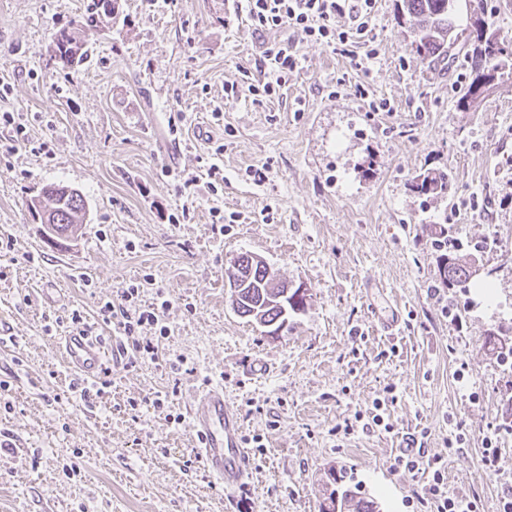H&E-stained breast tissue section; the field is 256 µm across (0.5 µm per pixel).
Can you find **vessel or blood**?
Wrapping results in <instances>:
<instances>
[{
    "mask_svg": "<svg viewBox=\"0 0 512 512\" xmlns=\"http://www.w3.org/2000/svg\"><path fill=\"white\" fill-rule=\"evenodd\" d=\"M58 347L68 369L84 381L96 380L105 368L107 353L92 331L73 329L60 336ZM191 430L198 438L196 452L208 475L227 486L244 476L245 450L236 414L224 401V389L200 392L189 411Z\"/></svg>",
    "mask_w": 512,
    "mask_h": 512,
    "instance_id": "b4317fda",
    "label": "vessel or blood"
}]
</instances>
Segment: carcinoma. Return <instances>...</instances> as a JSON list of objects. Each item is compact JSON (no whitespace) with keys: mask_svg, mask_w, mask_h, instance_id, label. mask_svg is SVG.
I'll list each match as a JSON object with an SVG mask.
<instances>
[{"mask_svg":"<svg viewBox=\"0 0 512 512\" xmlns=\"http://www.w3.org/2000/svg\"><path fill=\"white\" fill-rule=\"evenodd\" d=\"M454 0H400V17L409 20L415 34L416 52L428 65L448 63V59L463 57L470 82L461 95L459 106L468 109L474 105L473 90L485 80H497L504 76L502 62L512 58V45L498 40L486 20L473 15L460 21L453 9ZM117 0H93L92 11L87 21L108 23L116 19ZM53 52L65 66L82 62L88 53L80 29L62 27L53 34ZM449 175L444 172H429L418 176L417 189L424 194L443 193L448 190ZM40 203L45 209L46 223L58 225L64 232L70 224L83 223L87 202L82 193H74L62 184H49L42 188ZM439 248L448 247L449 254L442 260L443 281L448 286H465L476 275L477 269L471 260L458 254L459 246L446 240L436 241ZM241 276L248 282L240 291L237 312L252 323L261 319L277 326L284 324L288 312L294 310L292 297L276 299L268 288L270 277L266 265L255 263L242 267ZM334 489L329 499L334 512H380V503L374 498L360 495L345 485L344 472L331 473Z\"/></svg>","mask_w":512,"mask_h":512,"instance_id":"1","label":"carcinoma"}]
</instances>
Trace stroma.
Here are the masks:
<instances>
[{
  "mask_svg": "<svg viewBox=\"0 0 512 512\" xmlns=\"http://www.w3.org/2000/svg\"><path fill=\"white\" fill-rule=\"evenodd\" d=\"M91 2L0 0V84L29 137L0 154V319L15 338L0 350V512H320L333 468L382 512H424L427 475L393 469L424 427L449 492L496 512L512 488V360L489 349L512 339V71L458 109L463 62L428 66L396 0H376L368 67L295 29L300 66L281 97L228 99L225 84L266 68L268 37L236 0H118L106 27L87 25ZM454 5L462 18L483 8L512 43V0ZM71 24L88 56L69 69L51 41ZM427 170L450 174L447 192L417 190ZM52 183L87 201L59 246L29 209ZM441 230L478 265L466 287L440 278ZM243 253L307 289L280 336L232 307ZM133 286V306L166 303L170 332L153 336L156 360L112 363L87 406L57 338L75 309L95 335H117L98 309ZM258 362L266 372L252 374ZM215 385L252 474L229 491L187 422ZM388 386L391 431H363L356 413ZM459 428L465 443L449 447Z\"/></svg>",
  "mask_w": 512,
  "mask_h": 512,
  "instance_id": "1",
  "label": "stroma"
}]
</instances>
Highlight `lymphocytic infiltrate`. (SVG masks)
<instances>
[{"label":"lymphocytic infiltrate","mask_w":512,"mask_h":512,"mask_svg":"<svg viewBox=\"0 0 512 512\" xmlns=\"http://www.w3.org/2000/svg\"><path fill=\"white\" fill-rule=\"evenodd\" d=\"M375 0H242V6L253 21L256 31L279 34V41L267 44L264 57L270 63L269 72L258 83L249 85L252 94L272 97L279 95L289 76L298 69L299 60L291 40L282 38L284 29H297L311 39L333 46L363 42L374 15ZM347 17V24H337V17ZM162 308L147 306L135 313H124L118 328L133 351L141 356L154 355L152 343H141L136 329L151 328L167 335ZM395 469L421 472L429 476L427 498L435 512H472L470 499L448 492L447 477L440 458L427 456L421 437L408 436L395 459Z\"/></svg>","instance_id":"lymphocytic-infiltrate-1"}]
</instances>
